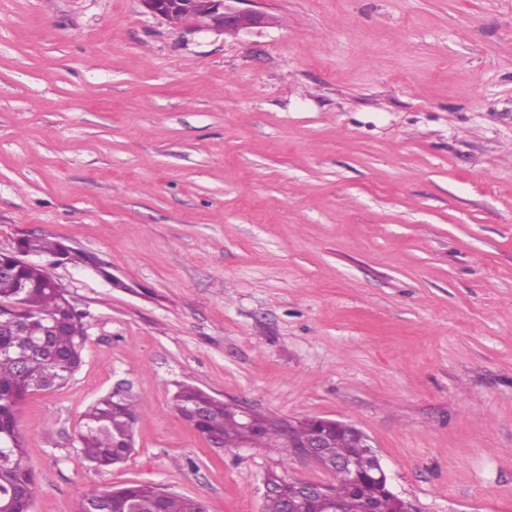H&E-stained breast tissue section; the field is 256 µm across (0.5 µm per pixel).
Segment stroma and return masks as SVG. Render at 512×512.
<instances>
[{
	"label": "stroma",
	"mask_w": 512,
	"mask_h": 512,
	"mask_svg": "<svg viewBox=\"0 0 512 512\" xmlns=\"http://www.w3.org/2000/svg\"><path fill=\"white\" fill-rule=\"evenodd\" d=\"M264 25L140 0H0V251L86 315L79 370L28 395L32 512L156 484L261 512L288 449L216 448L182 383L368 435L415 512H512V0H252ZM128 460L77 435L115 389ZM120 390L112 391L115 397L120 396ZM115 397L110 394L87 408L78 435L80 455L99 471L124 463L134 449V424L142 399L129 392Z\"/></svg>",
	"instance_id": "stroma-1"
}]
</instances>
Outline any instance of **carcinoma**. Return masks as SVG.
<instances>
[{
  "instance_id": "1",
  "label": "carcinoma",
  "mask_w": 512,
  "mask_h": 512,
  "mask_svg": "<svg viewBox=\"0 0 512 512\" xmlns=\"http://www.w3.org/2000/svg\"><path fill=\"white\" fill-rule=\"evenodd\" d=\"M25 247L40 255H57L62 244L47 238H27ZM0 264L11 270V278L0 283V312H16L40 328L54 319L63 329L47 337V350L17 360L12 351L22 337L0 331V512H27L36 492L35 475L27 460L19 427L21 406L27 395L65 385L82 361L81 344L85 336L84 316L71 305L68 289L59 282L43 284L39 267H17L12 256L0 253ZM142 399L125 393L110 395L90 405L83 414L78 435L79 452L91 467L108 470L124 463L134 449V424L141 413ZM176 411L204 437L219 436L224 447H237L243 433L238 411L204 390L189 384L174 394ZM300 443L319 431H327L329 447L322 456L355 461L363 466L367 449L358 447V438L346 425H327L322 418L296 423ZM252 433L265 448H282V422L253 414ZM334 483L327 494L347 505L373 507L374 512H396L394 499L368 480L354 481L343 470L333 473ZM205 512L203 503L175 492L162 493L159 485L128 483L116 489L87 488L78 500L76 512Z\"/></svg>"
}]
</instances>
